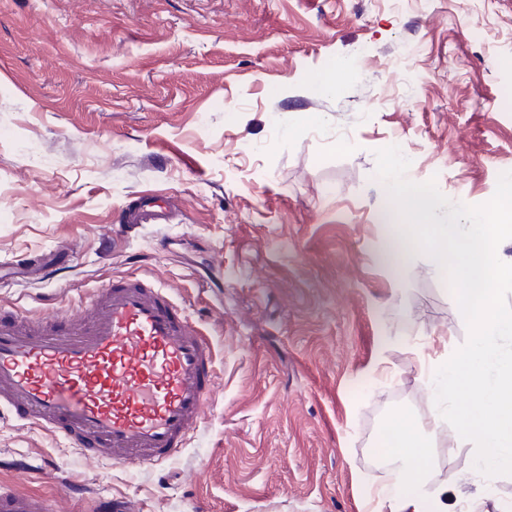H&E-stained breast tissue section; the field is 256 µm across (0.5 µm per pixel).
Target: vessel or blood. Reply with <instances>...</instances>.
Instances as JSON below:
<instances>
[{
	"mask_svg": "<svg viewBox=\"0 0 512 512\" xmlns=\"http://www.w3.org/2000/svg\"><path fill=\"white\" fill-rule=\"evenodd\" d=\"M131 224L167 223L152 197ZM75 318L0 313V406L83 458L158 466L187 448L216 379L210 337L152 276L115 277L78 294ZM0 512H49L44 498L0 487Z\"/></svg>",
	"mask_w": 512,
	"mask_h": 512,
	"instance_id": "b4317fda",
	"label": "vessel or blood"
}]
</instances>
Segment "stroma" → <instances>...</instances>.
<instances>
[{
    "label": "stroma",
    "instance_id": "obj_1",
    "mask_svg": "<svg viewBox=\"0 0 512 512\" xmlns=\"http://www.w3.org/2000/svg\"><path fill=\"white\" fill-rule=\"evenodd\" d=\"M339 61L340 88L313 93ZM296 113L312 121L288 131ZM395 144L438 220L501 192L512 0H0V261H35L0 307L50 318L148 273L218 353L180 456L97 464L0 417V485L53 512H363L391 489L381 434L433 406V333L473 342L427 253L397 281L376 259ZM147 193L172 199L168 223L120 226ZM477 458L437 446L432 484Z\"/></svg>",
    "mask_w": 512,
    "mask_h": 512
}]
</instances>
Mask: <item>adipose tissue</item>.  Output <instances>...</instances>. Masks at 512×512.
Instances as JSON below:
<instances>
[{
	"label": "adipose tissue",
	"mask_w": 512,
	"mask_h": 512,
	"mask_svg": "<svg viewBox=\"0 0 512 512\" xmlns=\"http://www.w3.org/2000/svg\"><path fill=\"white\" fill-rule=\"evenodd\" d=\"M406 165L400 148H392L378 175L392 204L376 216L385 226L377 256L399 272L413 251L425 250L436 275L456 285L459 314L472 326L475 342L452 347L443 357L447 412L394 422L387 457L395 467L396 490L372 496L370 512H447L449 488H464L470 478L460 476L450 486L429 484L433 445L445 427L474 443L482 469L512 471V360L502 352L503 340L512 337V307L502 302L503 285L512 283V263L499 251L503 240L512 239V178L487 208L466 213L463 223L446 224L434 218L438 199L402 178Z\"/></svg>",
	"instance_id": "adipose-tissue-1"
}]
</instances>
